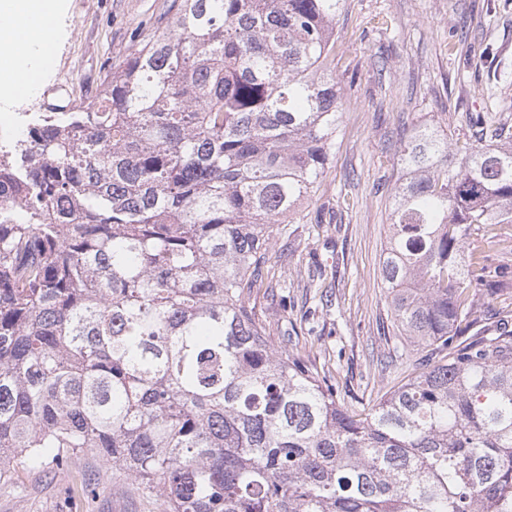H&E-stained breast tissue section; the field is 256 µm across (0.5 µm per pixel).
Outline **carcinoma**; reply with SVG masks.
<instances>
[{"label":"carcinoma","instance_id":"1","mask_svg":"<svg viewBox=\"0 0 512 512\" xmlns=\"http://www.w3.org/2000/svg\"><path fill=\"white\" fill-rule=\"evenodd\" d=\"M346 0H169L94 102L0 147V481L92 451L162 512H512V331L456 341L512 251V131L402 151L380 264L443 351L366 414L246 295L323 175Z\"/></svg>","mask_w":512,"mask_h":512}]
</instances>
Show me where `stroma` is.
Returning a JSON list of instances; mask_svg holds the SVG:
<instances>
[{"mask_svg": "<svg viewBox=\"0 0 512 512\" xmlns=\"http://www.w3.org/2000/svg\"><path fill=\"white\" fill-rule=\"evenodd\" d=\"M167 0H67L54 20L52 66L38 87L0 104L23 130L47 104L93 102L117 72L137 31ZM336 80L345 106L328 166L296 213L277 225L248 302L282 351L302 357L348 411L364 413L428 362L430 349L403 335L390 310L380 256L388 240L400 155L415 130L448 135L453 150L487 144L471 115L512 127V0H346L336 24ZM485 264L495 296L481 298L463 342L512 330V254ZM100 464L82 454L71 470L23 464L0 482V512H162L123 475L84 497Z\"/></svg>", "mask_w": 512, "mask_h": 512, "instance_id": "1", "label": "stroma"}]
</instances>
